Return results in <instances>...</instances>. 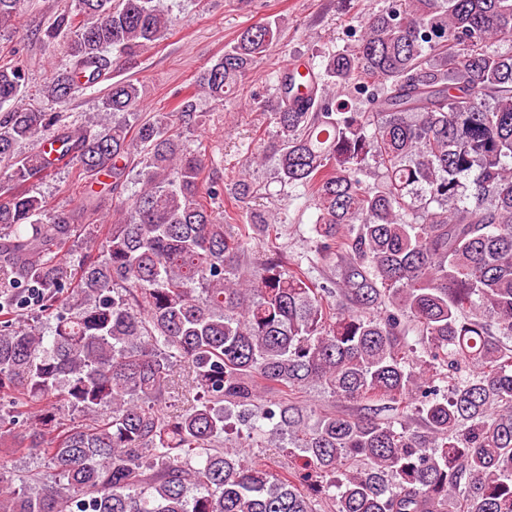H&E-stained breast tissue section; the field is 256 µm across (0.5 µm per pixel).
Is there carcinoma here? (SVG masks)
<instances>
[{
    "label": "carcinoma",
    "mask_w": 512,
    "mask_h": 512,
    "mask_svg": "<svg viewBox=\"0 0 512 512\" xmlns=\"http://www.w3.org/2000/svg\"><path fill=\"white\" fill-rule=\"evenodd\" d=\"M22 2L0 0V30ZM171 26L155 0H76L47 30L69 62L44 97L65 107L106 81L109 51L135 57ZM283 26L243 29L148 118L120 80L66 125L0 67V445L51 470L0 458V512H512V0H389L259 102L260 160L311 192L334 289L288 267L274 216L214 210L223 188L179 133L194 96L223 104ZM45 134L88 184L75 211L25 188L51 162L20 147ZM131 174L68 272L83 219ZM312 386L359 413L296 400ZM264 390L288 399L261 408ZM240 426L288 437V466L224 446ZM10 455L13 466L19 472H40L44 477H48V475L50 474V470H48L46 468L47 466H45L42 460H40V456L35 454V452L32 450L29 451L27 448L20 449L13 452V454Z\"/></svg>",
    "instance_id": "carcinoma-1"
}]
</instances>
